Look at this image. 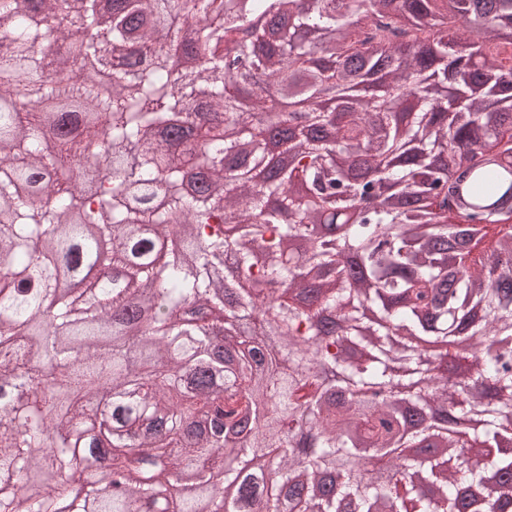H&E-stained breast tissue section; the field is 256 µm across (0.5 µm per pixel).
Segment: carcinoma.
<instances>
[{
    "label": "carcinoma",
    "instance_id": "obj_1",
    "mask_svg": "<svg viewBox=\"0 0 512 512\" xmlns=\"http://www.w3.org/2000/svg\"><path fill=\"white\" fill-rule=\"evenodd\" d=\"M112 2L102 26L95 0H0V512H43L56 487L21 480L78 467L70 512H336L346 497L403 512L412 488L385 468L434 484L423 512L471 509L458 489L485 466L393 449L512 436V209L447 216L448 173L481 171L486 148L512 156V0L468 31L454 19L481 0ZM90 29L68 64L107 62L106 96L34 49ZM179 46L205 63L171 74ZM233 70L269 78L246 106ZM450 82L464 97L448 101ZM329 91L346 113L333 142ZM48 98L96 124L83 138L63 112L73 129L45 148ZM272 126L301 128L298 161L252 180ZM245 152L225 198L224 157ZM91 227L112 278L60 299L55 267ZM399 383L415 389L395 402L327 397ZM258 457L268 474L245 471ZM493 468L507 479L485 512L512 497V458ZM181 478L198 494L165 496Z\"/></svg>",
    "mask_w": 512,
    "mask_h": 512
}]
</instances>
